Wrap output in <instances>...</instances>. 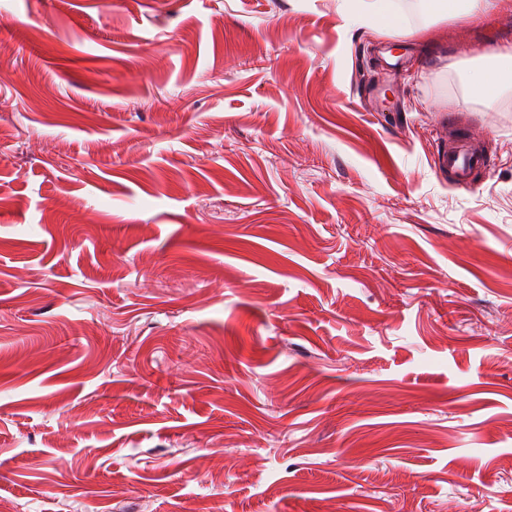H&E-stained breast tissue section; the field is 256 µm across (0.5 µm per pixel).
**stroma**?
I'll return each instance as SVG.
<instances>
[{"label":"stroma","instance_id":"obj_1","mask_svg":"<svg viewBox=\"0 0 512 512\" xmlns=\"http://www.w3.org/2000/svg\"><path fill=\"white\" fill-rule=\"evenodd\" d=\"M394 3L0 0V512H512V0ZM356 16L365 22L378 24L392 14L390 0H354L347 1ZM438 12L442 18H456L462 15L480 17L495 11L500 0H441ZM490 59V63L471 64L464 72L470 91L485 99H491L504 89L512 87V52L509 50L499 53L490 56ZM434 164L440 173L448 174V178L465 184L474 171L488 166V160L475 149L472 137L457 136L448 146L438 151Z\"/></svg>","mask_w":512,"mask_h":512}]
</instances>
